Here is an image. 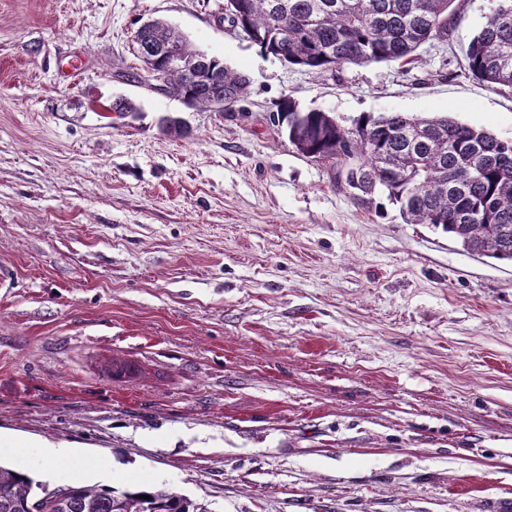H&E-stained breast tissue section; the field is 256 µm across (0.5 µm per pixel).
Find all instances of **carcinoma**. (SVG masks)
I'll use <instances>...</instances> for the list:
<instances>
[{"label":"carcinoma","mask_w":512,"mask_h":512,"mask_svg":"<svg viewBox=\"0 0 512 512\" xmlns=\"http://www.w3.org/2000/svg\"><path fill=\"white\" fill-rule=\"evenodd\" d=\"M455 0H227L222 20L265 54L331 72L347 64L413 61L423 45L448 41L460 19ZM499 5L471 40L467 69L492 87L512 89V0ZM170 40L188 58L198 49L163 21L136 43L138 56ZM245 76L219 59L198 72L166 71V91L187 105L199 98L232 106ZM273 125L301 155L332 167L336 187L358 204L398 208L407 224H430L469 254L512 262V141L447 117L362 113L345 128L329 112L301 109L285 96ZM150 499H145V496ZM207 512L170 487L141 490L73 483L61 495L0 463V512Z\"/></svg>","instance_id":"obj_1"}]
</instances>
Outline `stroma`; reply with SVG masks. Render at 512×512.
<instances>
[{"label": "stroma", "mask_w": 512, "mask_h": 512, "mask_svg": "<svg viewBox=\"0 0 512 512\" xmlns=\"http://www.w3.org/2000/svg\"><path fill=\"white\" fill-rule=\"evenodd\" d=\"M496 5L459 0L410 66L319 73L220 23L224 0H0V462L208 512L511 503L512 263L358 204L269 120L288 96L345 127L404 112L512 140V92L464 59ZM151 17L244 75V101L142 79Z\"/></svg>", "instance_id": "obj_1"}]
</instances>
